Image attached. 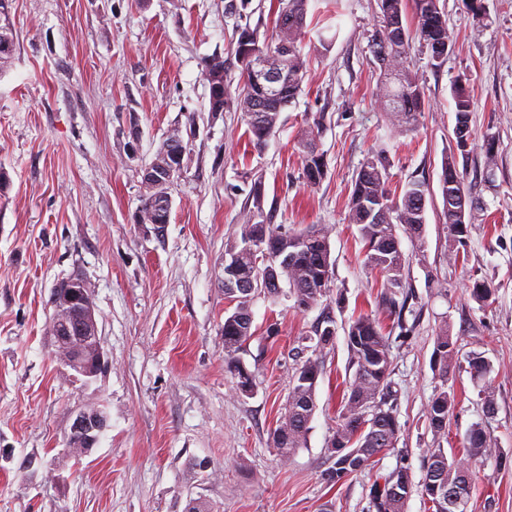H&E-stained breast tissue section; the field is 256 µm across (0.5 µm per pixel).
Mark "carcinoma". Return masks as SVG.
<instances>
[{
    "mask_svg": "<svg viewBox=\"0 0 512 512\" xmlns=\"http://www.w3.org/2000/svg\"><path fill=\"white\" fill-rule=\"evenodd\" d=\"M274 28L277 33L271 44L260 42L257 29L242 28L248 36L250 50L270 57L284 72L279 88L270 91L258 83L246 69H240L236 98H224V105L236 103L243 112L250 142L262 146L273 135L280 112L292 104L303 91L307 75V60L301 43L306 28L309 0H277ZM379 29L371 38V53L379 64L380 104L400 134L417 128L419 116L425 110L424 85L419 75L410 69L408 58L414 44L426 48L441 66L452 47V36L439 0H376ZM412 13H407V7ZM15 50V38L10 21L0 12V69L7 66ZM454 125L470 126L471 96L463 82L453 89ZM474 138L467 132L466 143L456 142L442 163L440 190L442 198L451 192L466 194L470 209L478 210L483 202L473 195L459 170V158L469 155ZM302 164V177L310 186L324 179L327 166L324 154L316 144L315 127L300 134L297 141ZM499 140L485 135L481 150L492 175L496 165ZM390 173L378 155L368 157L355 175L349 197V220L357 227L363 243L366 264L378 270L384 280L382 302L395 309L396 326L405 329L404 307H396L394 295L403 287L407 258L396 234V225L411 239L423 238L428 187L423 182L407 183L402 193L390 192ZM141 212L155 218V223L169 222L170 212L157 207L153 195L144 196ZM234 267L235 288L224 289V299L235 304L224 315V363L235 379V389L247 393L253 386V375L242 364L239 353L252 337L251 304L257 295L276 298L281 282L289 285L294 307L306 310L317 305L330 292V244L322 228H310L293 234L274 231L272 224H245L241 237L226 243L224 268ZM335 325L331 316L323 317L313 329L309 341L316 349L333 346L326 339L327 328ZM349 352L348 371L352 376L345 382L338 409L336 429L328 441L329 467L325 480L333 485L375 463V458L388 448H394L400 426L395 412L397 394L389 377L393 371L390 337L386 336L379 319L370 314L354 318L346 328ZM305 348L294 353L295 364L290 376L288 405L272 432V442L278 455L288 460L304 447L309 424L315 413L316 388L323 374L321 357L304 356ZM454 357V343L448 325L439 328L434 338L432 366L441 380L440 389L431 399L428 426L436 439L448 436V419L455 405V394L448 392V369ZM469 372L487 408L493 406V395L486 385L489 362L479 353L469 357ZM494 459L503 462V452L496 448L481 427H473L466 438L464 458L448 459L442 448L429 452L427 470L419 485L421 496L431 503L434 512H454L448 506V493L469 505L474 471L472 465ZM414 492V483L407 468L399 466L388 474H378L370 485L369 496L376 512H405V504Z\"/></svg>",
    "mask_w": 512,
    "mask_h": 512,
    "instance_id": "carcinoma-1",
    "label": "carcinoma"
}]
</instances>
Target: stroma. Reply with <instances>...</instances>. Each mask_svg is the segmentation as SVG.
Masks as SVG:
<instances>
[{
  "instance_id": "stroma-1",
  "label": "stroma",
  "mask_w": 512,
  "mask_h": 512,
  "mask_svg": "<svg viewBox=\"0 0 512 512\" xmlns=\"http://www.w3.org/2000/svg\"><path fill=\"white\" fill-rule=\"evenodd\" d=\"M454 46L441 68L425 48L409 58L428 104L417 129L393 131L378 95L369 48L376 0H309L302 43L305 90L282 112L265 145L250 143L242 113H211L206 60L232 51L240 20L275 35L271 0H9L16 49L0 74V512H375V473L409 468L421 482L437 444L427 406L440 382L434 337L447 327L457 363L447 456L461 454L473 425L512 455V0H486L476 17L464 0H439ZM467 78L476 138L500 149L486 170L472 148L466 179L481 210L468 236L448 237L439 182L454 144L452 89ZM318 123L327 175L316 187L301 173L296 142ZM187 152L175 179L168 224H138L142 172L171 130ZM383 153L391 185L430 189L424 240H403L404 292L412 313L401 335L381 304V277L364 263L348 222L351 180ZM264 183V217L284 233L329 230L331 291L300 312L287 296L256 297L253 338L241 353L253 390L234 391L224 365V247L253 209ZM78 272L92 293L107 369L77 379L52 352L50 290ZM492 282L474 301L475 280ZM372 313L393 336L392 380L400 393V434L374 469L340 485L323 478L336 428L348 350L344 333L323 353L317 409L305 448L281 460L270 438L287 401L288 353L324 315L337 326ZM276 324L277 337L266 328ZM490 363L493 410L468 369L471 353ZM107 427L91 453L67 440L89 397ZM469 512H512V466L476 465Z\"/></svg>"
}]
</instances>
